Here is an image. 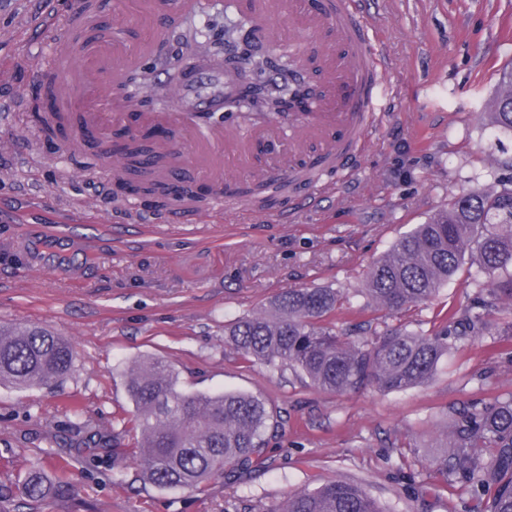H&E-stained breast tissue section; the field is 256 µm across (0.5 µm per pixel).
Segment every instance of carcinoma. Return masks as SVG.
<instances>
[{
	"mask_svg": "<svg viewBox=\"0 0 512 512\" xmlns=\"http://www.w3.org/2000/svg\"><path fill=\"white\" fill-rule=\"evenodd\" d=\"M501 91L491 112V126L512 138V67L503 71ZM30 108L42 114L43 131L64 134L76 126L70 110L54 107L49 97L35 95ZM93 156L109 165L112 142L87 136ZM146 151L136 141L125 145L120 172L144 195H160L168 203L194 199L165 193L158 163L145 164ZM489 278L472 307L450 310L425 334L384 324L365 323L363 335L350 336L332 322L346 295L340 288H289L275 299L277 315H252L235 322L227 343L245 361L271 371L290 369L312 385L331 392L373 385L402 391L427 382L455 342L492 336L512 351V176L490 187H472L452 195L423 224L415 225L367 271L357 294L373 311L391 313L434 299L465 265ZM74 350L65 339L41 328L0 327V384L32 389L67 376ZM134 413L127 426L140 431L141 444L123 448L112 440V459H132L141 477L159 488L199 491L216 476L231 478L257 466L265 452L264 431L277 416L260 398L240 393L186 394L173 370L161 361L132 369L128 384ZM452 426L433 465L443 477L463 483L476 499L490 493L488 510L512 512V398L451 412ZM491 449L486 458L483 449ZM65 478L48 481L29 469L19 484L21 504L69 494ZM265 512H388L357 484L336 481L304 491Z\"/></svg>",
	"mask_w": 512,
	"mask_h": 512,
	"instance_id": "1",
	"label": "carcinoma"
}]
</instances>
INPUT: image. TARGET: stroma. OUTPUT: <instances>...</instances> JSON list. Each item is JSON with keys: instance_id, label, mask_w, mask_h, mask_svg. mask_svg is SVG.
Here are the masks:
<instances>
[{"instance_id": "stroma-1", "label": "stroma", "mask_w": 512, "mask_h": 512, "mask_svg": "<svg viewBox=\"0 0 512 512\" xmlns=\"http://www.w3.org/2000/svg\"><path fill=\"white\" fill-rule=\"evenodd\" d=\"M97 3V25L73 47L75 68L112 65L101 41L123 9L127 48L153 44L141 65L163 99L160 60L188 25L206 27L217 15L248 23L247 0H203L200 13L174 15L160 35L135 0ZM35 6L0 0V58L14 65L0 95L25 103L35 88L30 63L49 60L39 34L17 35ZM367 7L368 38L390 61L376 91L378 126L354 176L291 224H240L231 210L223 223H192L156 198L120 191L112 168L94 165L87 151L64 152V139L46 138L30 112L0 122V140H20L0 152V325L45 327L75 351L64 380L29 390L0 384V512H17L13 490L25 470L38 467L52 479L64 461L71 495L32 512H263L334 480L361 484L388 512L473 507L433 458L452 410L512 396V353L492 337L452 350L425 384L345 393L244 361L225 342L237 320L273 315L286 288L343 289L351 298L336 324L370 318L354 295L368 266L451 195L487 183L499 168L487 113L512 64V0H368ZM92 205L102 223L72 222ZM476 289L460 274L391 322L428 331L437 312L466 305ZM147 357L169 364L184 392H244L277 411L282 425L264 434L263 464L231 482L212 478L197 492L155 487L133 462L87 451L93 437L138 444L139 433L123 428L133 410L127 368Z\"/></svg>"}]
</instances>
